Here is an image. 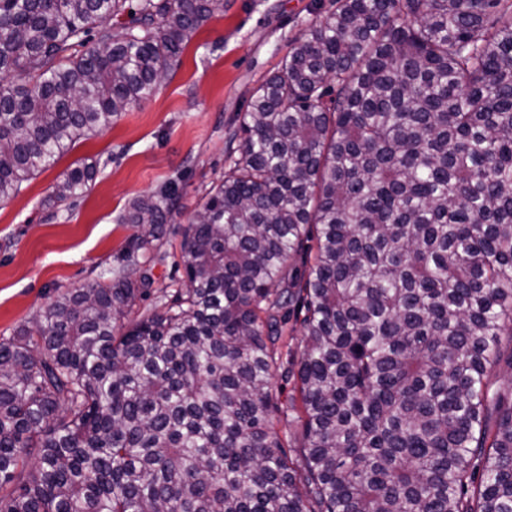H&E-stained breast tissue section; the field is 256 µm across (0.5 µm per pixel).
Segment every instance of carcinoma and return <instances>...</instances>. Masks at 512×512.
Masks as SVG:
<instances>
[{"instance_id": "1", "label": "carcinoma", "mask_w": 512, "mask_h": 512, "mask_svg": "<svg viewBox=\"0 0 512 512\" xmlns=\"http://www.w3.org/2000/svg\"><path fill=\"white\" fill-rule=\"evenodd\" d=\"M223 8L139 0L80 53L126 0H0V74L34 78L0 80V203ZM228 160L181 231L187 287L131 317L175 190L140 196L122 263L0 341V512H512V0H336Z\"/></svg>"}]
</instances>
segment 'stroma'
I'll list each match as a JSON object with an SVG mask.
<instances>
[{
    "label": "stroma",
    "mask_w": 512,
    "mask_h": 512,
    "mask_svg": "<svg viewBox=\"0 0 512 512\" xmlns=\"http://www.w3.org/2000/svg\"><path fill=\"white\" fill-rule=\"evenodd\" d=\"M335 0H224L169 66L146 102L105 132L78 142L0 203V341L34 319L60 288H89L116 267L131 225L121 212L141 195L177 188L156 288L183 286L181 227L226 167L229 138L253 92L274 75L291 41ZM94 158L91 189L69 206L47 199L59 178Z\"/></svg>",
    "instance_id": "stroma-1"
}]
</instances>
